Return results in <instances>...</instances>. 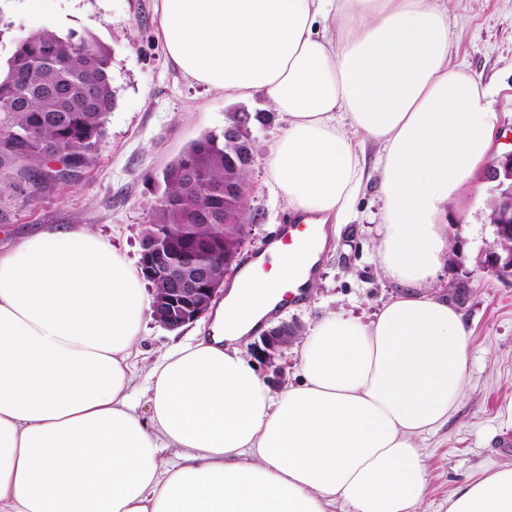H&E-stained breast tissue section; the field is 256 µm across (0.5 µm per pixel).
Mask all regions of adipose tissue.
I'll use <instances>...</instances> for the list:
<instances>
[{"mask_svg":"<svg viewBox=\"0 0 512 512\" xmlns=\"http://www.w3.org/2000/svg\"><path fill=\"white\" fill-rule=\"evenodd\" d=\"M173 66L285 121L267 156L288 209L317 230L382 196L378 265L401 288L369 323L331 313L301 378L272 394L240 347L285 303L287 248L244 266L205 336L134 359L151 300L83 224L0 247V512H416L419 440L461 398L470 332L434 288L445 217L495 147L501 114L449 66L448 0H160ZM381 146L367 163L362 141ZM448 512H512V467L463 482Z\"/></svg>","mask_w":512,"mask_h":512,"instance_id":"adipose-tissue-1","label":"adipose tissue"}]
</instances>
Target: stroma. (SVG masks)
<instances>
[{
	"label": "stroma",
	"mask_w": 512,
	"mask_h": 512,
	"mask_svg": "<svg viewBox=\"0 0 512 512\" xmlns=\"http://www.w3.org/2000/svg\"><path fill=\"white\" fill-rule=\"evenodd\" d=\"M448 8L455 20L449 63L480 80L487 102L502 114V149L511 151L512 0H448ZM158 18L159 0H75L66 28L108 47L116 106L95 163L75 185L34 200L19 194L0 199L1 245L47 224H84L138 262L142 228L164 188V169L193 140L221 133L228 113L237 109L269 114L266 125L249 132L255 156L249 210L260 218L245 254L263 250L269 234L288 222L289 211L270 185L265 165L282 118L269 112L262 97L228 101L183 76L166 58ZM36 28L18 0H0L1 66L17 38ZM494 194V182L481 172L448 207V238L455 254L439 268L435 281L471 332L468 369L454 414L421 441L429 481L417 512H446L461 482L512 465V452L494 446L499 430L512 428V282L483 267V250L493 239L488 213ZM380 221L378 186L371 180L349 222L328 234L314 294L282 307L270 326L288 321L306 333L331 312L375 319L397 292L377 264Z\"/></svg>",
	"instance_id": "1"
}]
</instances>
